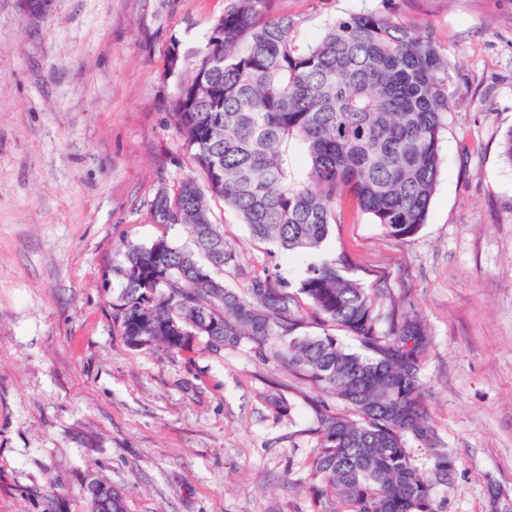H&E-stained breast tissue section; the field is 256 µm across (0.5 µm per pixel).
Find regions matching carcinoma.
Returning <instances> with one entry per match:
<instances>
[{"mask_svg": "<svg viewBox=\"0 0 512 512\" xmlns=\"http://www.w3.org/2000/svg\"><path fill=\"white\" fill-rule=\"evenodd\" d=\"M277 0H230L213 24L190 79L169 107L204 184L183 178L151 204L155 224H185L195 250L161 236L130 245L117 269L123 280L116 317L135 348L190 350L200 339L214 351L272 340L285 367L351 406L353 414L317 413L311 486L336 495L347 512H436L432 480L412 464L404 436L434 446L419 383L429 344L422 321L407 312L377 335L369 293L322 259L299 283L323 321L356 338L298 334L299 318L285 286L248 275L229 288L219 274L238 264L213 220L211 198L224 201L251 235L284 254L320 249L336 223V198L347 193L385 233L416 235L426 223L441 164L450 63L428 25L397 19L393 7L353 15L300 47L295 22ZM181 50L167 49L164 74L179 71ZM310 161L303 182L288 171V143ZM90 503L120 493L96 480Z\"/></svg>", "mask_w": 512, "mask_h": 512, "instance_id": "1", "label": "carcinoma"}]
</instances>
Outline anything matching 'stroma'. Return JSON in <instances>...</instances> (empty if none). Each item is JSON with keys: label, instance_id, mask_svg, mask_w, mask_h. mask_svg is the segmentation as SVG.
Here are the masks:
<instances>
[{"label": "stroma", "instance_id": "stroma-1", "mask_svg": "<svg viewBox=\"0 0 512 512\" xmlns=\"http://www.w3.org/2000/svg\"><path fill=\"white\" fill-rule=\"evenodd\" d=\"M397 7L429 23L450 64L442 166L427 222L388 236L349 196L319 253L254 239L211 208L243 273L283 282L302 334L335 333L298 290L316 256L343 261L370 294L379 334L411 307L431 343L419 382L436 448L413 465L454 469L437 512L512 499V0H279L300 45L336 20ZM228 0H0V512H90L96 478L127 512H336L310 494L317 410L335 395L281 365L276 345L130 347L114 307L128 244L191 247L150 217L160 188L195 168L169 120ZM183 52L164 76L167 48Z\"/></svg>", "mask_w": 512, "mask_h": 512}]
</instances>
